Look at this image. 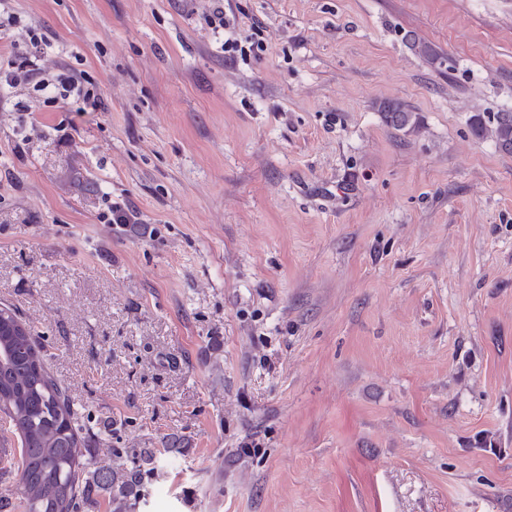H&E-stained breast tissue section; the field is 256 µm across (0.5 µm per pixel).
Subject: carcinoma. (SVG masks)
<instances>
[{
  "label": "carcinoma",
  "instance_id": "cac0c4a2",
  "mask_svg": "<svg viewBox=\"0 0 512 512\" xmlns=\"http://www.w3.org/2000/svg\"><path fill=\"white\" fill-rule=\"evenodd\" d=\"M382 111L396 129L412 124V111L400 103H387ZM470 128L476 137H490L512 153V112L477 113ZM20 321L9 308L0 317V413L21 442L17 487L22 512H85L104 498L112 512H135L143 475L164 469L169 459L114 448L112 455L131 467L95 466L89 444L97 433L51 375L40 343Z\"/></svg>",
  "mask_w": 512,
  "mask_h": 512
}]
</instances>
